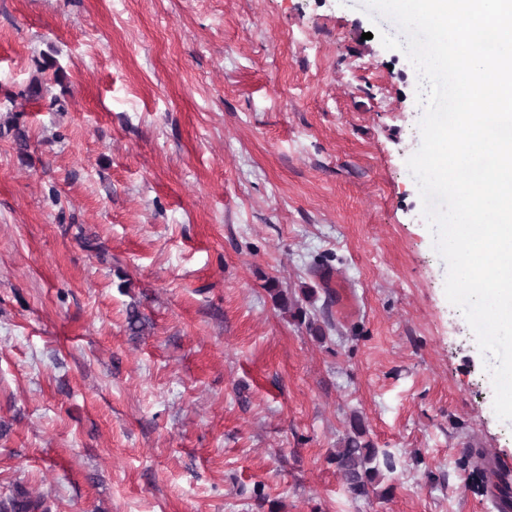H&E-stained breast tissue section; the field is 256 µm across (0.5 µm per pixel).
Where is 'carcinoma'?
I'll list each match as a JSON object with an SVG mask.
<instances>
[{
    "label": "carcinoma",
    "mask_w": 512,
    "mask_h": 512,
    "mask_svg": "<svg viewBox=\"0 0 512 512\" xmlns=\"http://www.w3.org/2000/svg\"><path fill=\"white\" fill-rule=\"evenodd\" d=\"M269 291L280 310L291 314L299 323L306 325L314 338L324 340V329L304 310L299 298L272 286L269 287ZM334 461L348 491L356 497L368 496L375 491L381 468H393L391 457L375 448L374 443L367 438L364 424L357 416L351 417L350 431L336 449ZM0 512H45L44 501L24 490H19L8 498L0 499Z\"/></svg>",
    "instance_id": "1"
}]
</instances>
